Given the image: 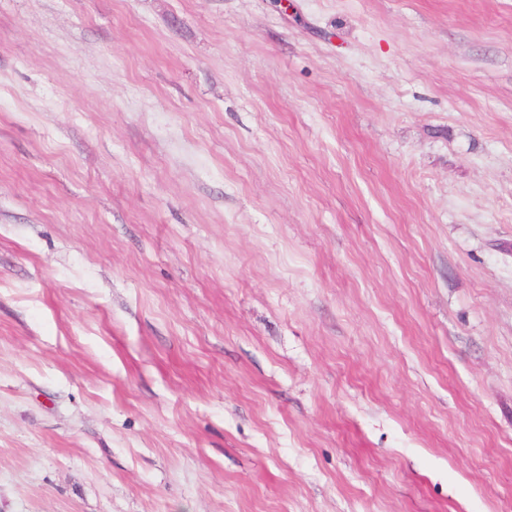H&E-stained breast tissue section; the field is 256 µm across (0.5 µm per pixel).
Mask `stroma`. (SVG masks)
<instances>
[{"instance_id": "35a3bbf8", "label": "stroma", "mask_w": 512, "mask_h": 512, "mask_svg": "<svg viewBox=\"0 0 512 512\" xmlns=\"http://www.w3.org/2000/svg\"><path fill=\"white\" fill-rule=\"evenodd\" d=\"M0 512H512V0H0Z\"/></svg>"}]
</instances>
